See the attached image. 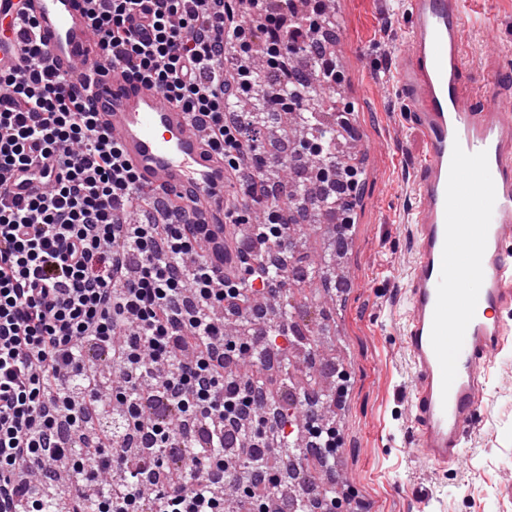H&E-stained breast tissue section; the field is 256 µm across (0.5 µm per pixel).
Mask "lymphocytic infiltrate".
I'll return each instance as SVG.
<instances>
[{
  "mask_svg": "<svg viewBox=\"0 0 512 512\" xmlns=\"http://www.w3.org/2000/svg\"><path fill=\"white\" fill-rule=\"evenodd\" d=\"M95 2L90 21L112 62L187 111L204 145L223 159L224 221L245 228L236 240L239 272L218 275L197 252L205 225L186 224L162 198L153 212L124 221L144 191L133 167L67 78L42 61L34 32L17 29L26 64L0 70V512H45L31 478L69 456V440L102 413L94 381L86 380L82 396L70 395L90 346L105 351L123 378L116 400L125 425L72 458L74 486L124 467L138 433L178 460L176 475L162 495L148 497L157 465L143 462L135 480L99 496L98 512H224L223 499L201 487L234 481L233 464L186 457L184 443L208 431L238 438L266 386L228 373L249 344L226 334L223 318L242 313L260 290L276 297L288 281L305 278L310 268L293 261L291 224L302 211L355 198L361 183L358 167L312 137V191L281 205L267 193L265 172L280 162L261 141L264 116L233 105L251 97L259 63L280 72L270 110L321 125L305 104L315 87L344 78L322 34L328 7L309 0L300 10L285 0L275 13L267 0ZM299 51L317 62L315 73L293 68ZM17 170L51 184L14 196L6 176ZM256 206L263 217L254 222Z\"/></svg>",
  "mask_w": 512,
  "mask_h": 512,
  "instance_id": "f902f5d3",
  "label": "lymphocytic infiltrate"
}]
</instances>
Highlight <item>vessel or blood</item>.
Segmentation results:
<instances>
[{"instance_id": "1", "label": "vessel or blood", "mask_w": 512, "mask_h": 512, "mask_svg": "<svg viewBox=\"0 0 512 512\" xmlns=\"http://www.w3.org/2000/svg\"><path fill=\"white\" fill-rule=\"evenodd\" d=\"M411 32L398 68L408 109L425 133L416 260L402 338L416 377V449L439 471L463 467L462 440L487 373L512 341V110L473 104L462 85L460 29L468 0H409ZM90 0H0V19L24 13L44 62L67 74L118 141L141 185L164 190L208 225L209 255L224 239V163L209 154L186 111L154 85L105 61Z\"/></svg>"}]
</instances>
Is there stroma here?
I'll list each match as a JSON object with an SVG mask.
<instances>
[{
    "label": "stroma",
    "mask_w": 512,
    "mask_h": 512,
    "mask_svg": "<svg viewBox=\"0 0 512 512\" xmlns=\"http://www.w3.org/2000/svg\"><path fill=\"white\" fill-rule=\"evenodd\" d=\"M338 2L342 100L360 133L364 170L344 257L347 285L332 307L308 284H288L282 297L309 330L334 331V349L314 342L309 350L340 361L348 379L337 417L344 448L338 464L349 479L344 491L355 495L360 512H512V344L490 369L486 395L465 436L466 465L447 476L413 448L415 369L401 338L426 144L396 80L410 17L407 5L396 0ZM461 39L464 84L497 73L487 91L512 105V0H494L481 19L465 18Z\"/></svg>",
    "instance_id": "1"
}]
</instances>
